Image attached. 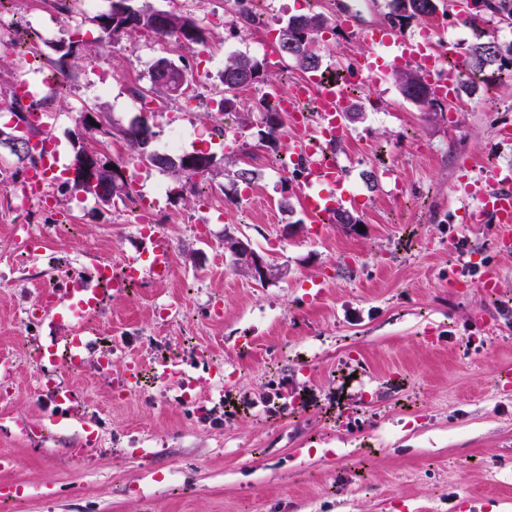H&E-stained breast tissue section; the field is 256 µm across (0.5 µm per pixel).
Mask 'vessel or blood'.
I'll return each instance as SVG.
<instances>
[{
  "label": "vessel or blood",
  "mask_w": 512,
  "mask_h": 512,
  "mask_svg": "<svg viewBox=\"0 0 512 512\" xmlns=\"http://www.w3.org/2000/svg\"><path fill=\"white\" fill-rule=\"evenodd\" d=\"M338 19L350 34L363 38L373 46L389 48L392 63L420 62L431 57L434 51L432 43L408 38L399 28L389 24L360 27L350 11L339 10ZM308 94V84L299 82L284 94L282 106L289 124L291 152L304 168V207L314 223L318 224L337 208L354 204L355 198L343 189L346 172L339 161L327 158L326 154L316 153L312 145L317 137L329 145L342 137L346 98L342 92L333 89L319 92L316 115L310 118L300 111V103ZM63 163L64 159L58 150L46 149L42 159L29 169L18 184V192L31 198L47 199L51 194L54 175ZM462 188L466 193L475 195L477 200L470 212L471 223L494 225L498 242L512 246V168L495 169L481 177L478 183H463ZM151 256L150 264L146 265L142 262L141 254H123L122 264L126 273L122 276L113 273L111 261L98 260L90 272L93 286L68 288L61 293L46 291L41 306L44 315L65 319L72 329L68 338L71 368H80L84 363L91 342L83 335V327L91 316L103 309L107 298L124 294L129 279L146 276L157 281L168 276L172 250L168 239L162 234H153ZM76 398V392L69 387L54 388L55 407L46 418L47 425L55 426L71 419Z\"/></svg>",
  "instance_id": "1"
}]
</instances>
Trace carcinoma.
<instances>
[{"label": "carcinoma", "instance_id": "carcinoma-1", "mask_svg": "<svg viewBox=\"0 0 512 512\" xmlns=\"http://www.w3.org/2000/svg\"><path fill=\"white\" fill-rule=\"evenodd\" d=\"M126 0H112V8L107 13L95 17L100 31V41H114L124 36L144 32L155 38L166 41L176 38L181 41L198 43L202 41V31L195 20L182 13L171 12L170 17L159 16L160 10L154 7L152 0H134V9L127 11ZM439 0H395L394 8L388 20L402 26L413 20H426L438 11ZM512 18V0H490L485 10H478L464 19V22L488 24L495 20ZM327 25L322 15L304 14L290 18L280 29L278 50L280 55L295 63L304 71L318 68L320 56L314 49L316 35ZM464 73L471 81L488 83L494 81L503 71L512 67V46L502 50V45L493 38L478 33L475 41L463 47L462 51ZM265 76L264 64L259 59L249 55H231L226 58L221 81L224 90L230 96L224 98V112L238 118V123L245 124L246 117L238 112L236 92L263 81ZM394 80L398 83L402 94L412 103L427 112L436 111L437 99L429 92L430 86L415 66L408 65L394 70ZM16 108L26 113L25 124L29 131H39L40 116L35 112L36 103L27 105L21 100H12ZM263 129L259 130V141L269 151H277L280 134L284 128V119L271 115L273 109L262 106ZM131 153L140 157L139 146L153 139V131L149 128L142 130L134 128H118ZM184 157H173L159 154L152 160V166L172 173L176 178L189 179L196 175L192 169L183 165ZM132 199V192L126 177L112 181V196L100 199L104 205L112 204L113 198Z\"/></svg>", "mask_w": 512, "mask_h": 512}]
</instances>
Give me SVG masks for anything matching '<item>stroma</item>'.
<instances>
[{"label": "stroma", "instance_id": "35a3bbf8", "mask_svg": "<svg viewBox=\"0 0 512 512\" xmlns=\"http://www.w3.org/2000/svg\"><path fill=\"white\" fill-rule=\"evenodd\" d=\"M266 35L225 24L224 0H153L194 17L200 43L147 35L98 39L93 14H61L55 0H0V101L20 79L38 84L47 110L39 128L72 160L76 145L122 165L135 204L104 207L55 185V210L34 203L20 221L42 235L17 249L15 182L25 166L0 147V512H512V393L496 374L512 366V250L490 224H472L454 187L506 164L497 133L512 128V80L442 101L438 112L404 98L392 74L351 97L357 116L336 148L350 167L360 227L314 224L301 181L277 154L257 147L259 90L237 94L246 125L223 122L220 74L227 56L267 64L268 84L301 71L270 51L288 18L324 15L319 55L337 69L375 47L336 26L340 0H276ZM78 57L55 83L59 47ZM186 61L193 92L142 107L130 90L149 82L157 58ZM103 115L89 134L83 111ZM144 116L162 149L207 151L213 172L195 188L134 158L112 129ZM253 144L245 152V144ZM251 183L234 178L240 167ZM289 199L292 213L279 203ZM159 203L157 225L136 223V203ZM71 223L42 234L55 213ZM173 248L163 282L137 281L94 315L97 350L78 371L40 367V346L63 345L67 324L35 320L41 290L86 277L92 261L120 268L146 251L153 232ZM248 238L277 270L266 282L232 267L224 237ZM456 253H449V241ZM497 288L480 286L485 270ZM140 361L141 391L119 392L98 365ZM80 394L86 425L34 431L53 409L47 381ZM240 407L225 413L224 401Z\"/></svg>", "mask_w": 512, "mask_h": 512}]
</instances>
